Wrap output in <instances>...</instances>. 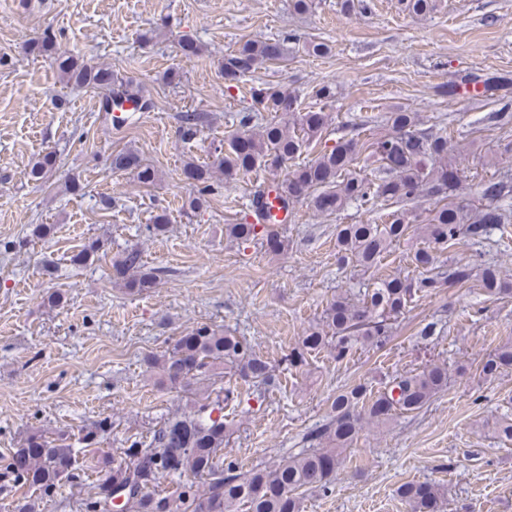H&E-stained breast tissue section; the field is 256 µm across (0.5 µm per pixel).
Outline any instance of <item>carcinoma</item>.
<instances>
[{
    "instance_id": "1",
    "label": "carcinoma",
    "mask_w": 512,
    "mask_h": 512,
    "mask_svg": "<svg viewBox=\"0 0 512 512\" xmlns=\"http://www.w3.org/2000/svg\"><path fill=\"white\" fill-rule=\"evenodd\" d=\"M399 2L414 15L434 8L433 0ZM33 49L55 54V64L66 83L93 89L99 111L107 115L129 99L135 102L137 112L152 107L133 80L58 50L55 34L49 29L33 43ZM287 56L283 39L247 40L224 56V82L232 88L246 75ZM470 82L483 85L479 92L483 97L505 100L512 93V76L506 73L476 76ZM249 94L254 111L279 113L281 118L253 132L249 125L254 116L244 113L239 118L243 132L229 140L224 156L211 164L185 163L184 175L194 190V208L214 191L215 172H220L226 183L257 169L275 176L304 145L323 140L329 115L321 110L301 111L296 91L260 83L251 86ZM178 121L180 138L187 141L207 124L208 115L186 111L179 114ZM387 123L392 129L389 135L372 142L351 137L325 144L314 160L272 180L283 206L304 201L315 212L327 215L351 203L372 213L384 202L408 204L425 194L436 197L427 222L420 226L417 215L406 209L394 211L381 223L337 225L338 261L353 263L362 271L375 266L393 244L420 229L428 245L410 255L417 274L377 280L362 291L357 304L336 296L322 318L285 356L290 367L303 365L306 354L324 346L330 347L338 362L360 345L386 348L392 341V318L403 313L415 295L461 288L471 280L469 264L461 259L441 262L438 252L462 242L480 244L493 231L512 223V183L488 180L479 191L484 204L475 209L460 204L456 197L463 192L465 175L457 161L459 149L448 134L418 128L416 114L404 109L389 113ZM362 156L376 164L368 177L352 173ZM54 164V156L48 152L33 163L29 175L43 180ZM110 166L114 172L135 174L145 186L157 178L155 168L130 150L112 153ZM226 231L237 243L259 244L275 256L288 251V238L273 224H228ZM160 274L161 270L143 262L136 248L126 250L112 263V282L133 293L154 287ZM481 287L490 297L512 298V282L502 280L494 268L483 270ZM144 362L158 370L172 389L191 395L203 385L207 390L193 413L174 414L150 434L127 438L83 499V512H111L117 499L123 500L124 512H300L296 491L328 488L342 463V453L362 429V419L384 424L397 412L423 409L436 394L448 389V367L437 363L416 373L397 374L375 393L362 383L344 389L331 400L323 422L306 434L307 450L271 467L244 473L231 464L224 465V445L234 433V421L224 415V409L241 401V392L224 387V381L240 379L261 398L277 387L270 362L246 338L209 325L192 329L162 354L147 355ZM509 369L511 342L489 353L482 364L486 376ZM110 429L112 417L100 418L81 429L77 441L90 447ZM76 470V450L71 437L63 434L48 441L41 433L32 432L12 454L0 457V476L19 492L12 512H40L43 499L55 494L63 482L80 478ZM164 476L178 480L175 489L164 494L151 491ZM25 488L40 496H28ZM399 495L410 512H439L442 504L439 487L427 482L406 483L399 488Z\"/></svg>"
}]
</instances>
